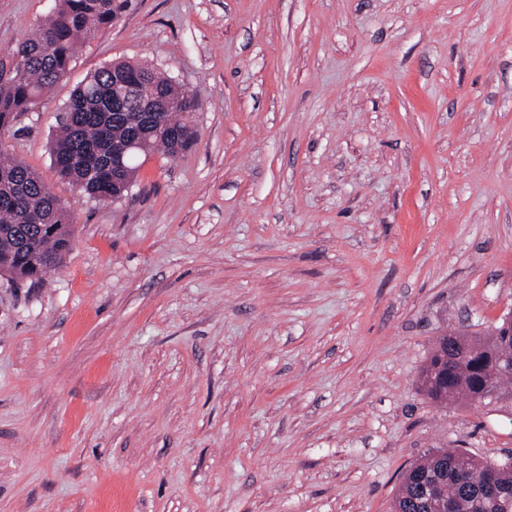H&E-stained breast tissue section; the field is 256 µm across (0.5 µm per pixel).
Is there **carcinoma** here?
<instances>
[{"instance_id": "cac0c4a2", "label": "carcinoma", "mask_w": 512, "mask_h": 512, "mask_svg": "<svg viewBox=\"0 0 512 512\" xmlns=\"http://www.w3.org/2000/svg\"><path fill=\"white\" fill-rule=\"evenodd\" d=\"M129 0H55L52 14L35 33L0 56V133L18 116L45 104L50 88L67 73L77 40L91 39L127 8ZM126 84L152 98L153 111L138 102L112 101V87ZM195 105L192 92L146 63L119 61L95 71L63 108L60 129L49 146L57 173L99 201L112 199L135 178L137 160L158 152L175 157L197 139L185 119ZM73 219L61 199L25 162L0 147V276L36 279L55 271L69 252ZM467 355L444 360L442 343L420 372L427 395L445 402L463 395L482 403L512 382V372L498 362L512 353V324L494 326L484 337L460 334ZM488 462L466 453L442 449L412 465L396 494L393 512H441L449 498L458 512H512V499H492L480 492ZM441 479L440 492L429 501L420 487Z\"/></svg>"}]
</instances>
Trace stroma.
<instances>
[{"label": "stroma", "mask_w": 512, "mask_h": 512, "mask_svg": "<svg viewBox=\"0 0 512 512\" xmlns=\"http://www.w3.org/2000/svg\"><path fill=\"white\" fill-rule=\"evenodd\" d=\"M53 5L0 0V52ZM116 60L198 137L96 201L48 145ZM0 142L74 220L0 278V512H392L436 449L512 453V395L420 383L512 312V0H131Z\"/></svg>", "instance_id": "stroma-1"}]
</instances>
